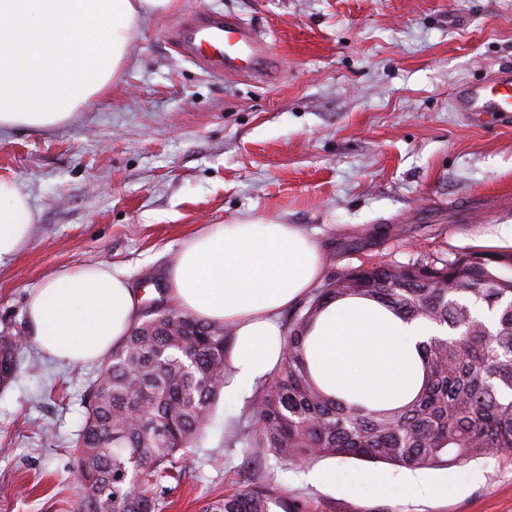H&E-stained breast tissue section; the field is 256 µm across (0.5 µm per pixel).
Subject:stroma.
<instances>
[{
  "mask_svg": "<svg viewBox=\"0 0 512 512\" xmlns=\"http://www.w3.org/2000/svg\"><path fill=\"white\" fill-rule=\"evenodd\" d=\"M227 13L269 42L272 73L214 74L169 31L185 13ZM512 68V0H176L144 17L115 83L65 124L0 130V177L31 199V239L0 265V333L27 335L31 292L54 272L103 263L132 287L164 282L186 240L211 224H294L324 272L403 264L483 246L512 225V117L458 112L452 95ZM95 363L65 365L27 344L0 388V512H77L73 441ZM254 388L220 401L198 447L167 480L164 512H201L262 483L312 512H512V458L468 463L445 498L408 471L329 458L286 465L239 443ZM335 472L330 484L309 481ZM399 483L393 499L367 478Z\"/></svg>",
  "mask_w": 512,
  "mask_h": 512,
  "instance_id": "35a3bbf8",
  "label": "stroma"
}]
</instances>
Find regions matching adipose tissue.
Wrapping results in <instances>:
<instances>
[{"instance_id":"ef3b65f1","label":"adipose tissue","mask_w":512,"mask_h":512,"mask_svg":"<svg viewBox=\"0 0 512 512\" xmlns=\"http://www.w3.org/2000/svg\"><path fill=\"white\" fill-rule=\"evenodd\" d=\"M173 0H0V128L68 121L109 89L141 20ZM35 211L19 185L0 177V263L29 241ZM315 240L294 224H217L189 238L167 272L168 295L203 320L231 325L236 343L227 394L265 378L281 361L279 313L322 275ZM141 296L104 264L64 268L30 295L32 342L64 363L99 360L138 323ZM382 304L328 305L305 340L312 374L328 393L375 408L409 402L422 384L419 342L442 335Z\"/></svg>"}]
</instances>
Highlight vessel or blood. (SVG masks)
Returning a JSON list of instances; mask_svg holds the SVG:
<instances>
[{"mask_svg": "<svg viewBox=\"0 0 512 512\" xmlns=\"http://www.w3.org/2000/svg\"><path fill=\"white\" fill-rule=\"evenodd\" d=\"M181 55L216 73H266L271 47L245 23L227 14L193 11L170 32ZM453 105L460 112L512 114V69L498 70L482 83L459 89Z\"/></svg>", "mask_w": 512, "mask_h": 512, "instance_id": "b4317fda", "label": "vessel or blood"}]
</instances>
